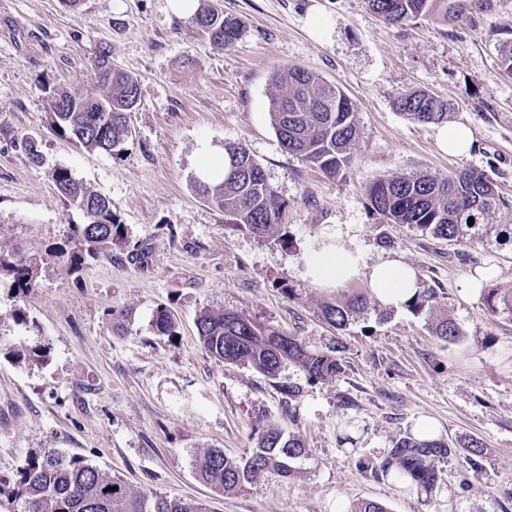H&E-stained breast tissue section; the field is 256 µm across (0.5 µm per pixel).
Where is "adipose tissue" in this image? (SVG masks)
Listing matches in <instances>:
<instances>
[{"mask_svg": "<svg viewBox=\"0 0 512 512\" xmlns=\"http://www.w3.org/2000/svg\"><path fill=\"white\" fill-rule=\"evenodd\" d=\"M300 274L317 286L336 289L365 278L371 294L396 310L411 299L418 287L414 267L393 257L367 265L363 254L347 247L340 233L328 237L305 256Z\"/></svg>", "mask_w": 512, "mask_h": 512, "instance_id": "ef3b65f1", "label": "adipose tissue"}]
</instances>
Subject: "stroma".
Listing matches in <instances>:
<instances>
[{
  "mask_svg": "<svg viewBox=\"0 0 512 512\" xmlns=\"http://www.w3.org/2000/svg\"><path fill=\"white\" fill-rule=\"evenodd\" d=\"M238 19L241 38L213 44L167 0H0V244L39 263V286L17 296L0 282V480L34 455H77L121 478L133 493L204 502L209 512H348L371 499L388 512H512V321L461 292L477 269L486 288H512V246L470 245L382 223L367 188L400 174L439 178L485 170L512 201V75L499 48L512 40V0H487L457 21L389 25L366 0H198ZM140 88L131 135L117 154L89 152L51 125L52 94L92 85L101 53ZM340 85L357 109L358 137L343 175L328 177L289 155L270 122L273 77L289 67ZM426 90L448 104L474 145L440 149V125L418 123L394 105ZM38 138L48 159L21 155ZM240 144L288 203L280 239L224 225L197 193L201 150ZM112 202L127 240L79 270L59 262L83 211L58 193L50 166ZM367 263L392 256L412 265L461 338L432 333L431 317L407 309L356 319L336 331L324 302L367 290L364 280L319 288L300 275L304 257L336 232ZM292 287L294 296L284 294ZM166 307L176 337L156 332ZM243 313L309 345L340 343L344 371L308 383L297 368L273 380L215 361L202 348L201 309ZM128 315L112 331L109 310ZM47 349L21 363L17 351ZM301 388L286 398L277 386ZM434 419L449 452L438 482L417 492L362 467L381 463L419 418ZM298 433L299 471L271 473L222 495L197 475L211 449L248 455L262 427ZM482 444L471 455V440Z\"/></svg>",
  "mask_w": 512,
  "mask_h": 512,
  "instance_id": "stroma-1",
  "label": "stroma"
}]
</instances>
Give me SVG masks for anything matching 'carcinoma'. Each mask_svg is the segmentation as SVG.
<instances>
[{
    "label": "carcinoma",
    "mask_w": 512,
    "mask_h": 512,
    "mask_svg": "<svg viewBox=\"0 0 512 512\" xmlns=\"http://www.w3.org/2000/svg\"><path fill=\"white\" fill-rule=\"evenodd\" d=\"M369 9L383 21L399 25L437 16L452 21L458 16L483 8L485 0H367ZM191 22L218 45H230L241 36V23L216 9L200 10ZM107 62L98 65L92 88L63 92L52 100L51 124L61 136L88 151L120 152L130 129L127 113L138 103L140 92L128 74L112 69ZM269 98L271 124L285 150L301 161L318 167L330 177L340 175L350 160L351 145L357 136L356 109L343 90L319 80L299 67L273 77ZM96 104L90 109L85 97ZM396 108L419 123H440L447 118L446 104L426 91L403 94ZM25 161L45 165L41 142L36 137L21 145ZM228 166L212 176L195 180V187L227 223L246 229L258 237H273L282 226L288 202L269 184L261 164L243 147L228 145ZM51 176L61 196L82 210L88 222L71 225L72 250L62 249L56 257L77 270L87 260L112 251L126 240L125 225L112 212V201L77 181L71 172L55 165ZM370 208L386 224H406L424 235L449 242H483L496 235L512 243V224H488L485 217L512 204L500 195L497 183L484 171L467 169L437 179L427 174L395 176L372 182L367 190ZM473 224H468L469 218ZM24 294L37 287V264L18 252L0 248V278ZM439 294L433 288H420L405 307L414 315L431 312ZM486 311L512 318V288L484 289ZM365 295L327 302L321 306L323 319L338 331L368 311ZM154 327L164 336L176 333V319L164 307L156 309ZM199 340L205 351L219 362L251 367L269 378H277L291 365L308 382L319 383L342 372L337 347L312 349L295 336L270 328L238 312L204 309L196 318ZM433 332L453 343L461 336L449 320L436 323ZM305 453L300 437L277 426L263 431L249 455L237 458L212 449L202 459L198 477L213 491L238 493L265 473L289 477L292 463ZM448 453V445L438 440L415 437L398 440L390 457L374 467L375 473L420 490L433 489L436 458ZM6 495L20 504L21 512H206L203 503L181 497L149 492L131 494L124 481L106 473L87 460L48 451L32 458L17 480L0 485Z\"/></svg>",
    "instance_id": "carcinoma-1"
}]
</instances>
